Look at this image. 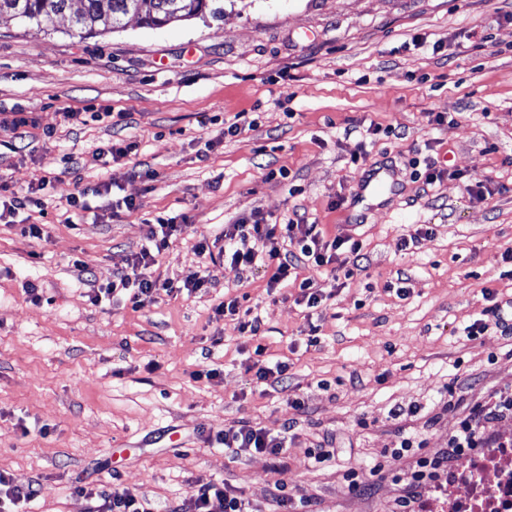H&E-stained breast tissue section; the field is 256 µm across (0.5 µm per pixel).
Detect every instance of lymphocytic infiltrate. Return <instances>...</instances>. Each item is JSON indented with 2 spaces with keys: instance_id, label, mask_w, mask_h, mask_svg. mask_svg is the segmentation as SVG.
Returning <instances> with one entry per match:
<instances>
[{
  "instance_id": "obj_1",
  "label": "lymphocytic infiltrate",
  "mask_w": 512,
  "mask_h": 512,
  "mask_svg": "<svg viewBox=\"0 0 512 512\" xmlns=\"http://www.w3.org/2000/svg\"><path fill=\"white\" fill-rule=\"evenodd\" d=\"M55 178L43 176L31 182L22 192L7 191L0 184V219L42 208L43 198L54 188ZM182 225L174 218H158L149 225L146 244L136 253L124 270L116 272L110 283L95 288L93 302L115 298L126 300L139 308L152 301L158 290L170 291L172 280L154 277L152 269L161 253L168 248L173 236L180 234ZM224 244L219 254L228 259L232 269L257 264L271 268L269 288L288 286L297 282V304L308 309L321 306L323 296L311 279H299L298 269L305 266L328 268L332 272L351 276L360 268L362 244L359 240L341 234L328 235L319 225L307 223L301 215H294L281 224H228L224 227ZM512 422V390L503 389L490 402L473 407L460 417L448 436L447 448L437 457H421L404 479L402 494L395 501V512H416L415 505L423 485L442 488L448 465L455 458L490 448L496 440L484 431L487 421ZM216 445L236 453H260L280 458L288 449L287 436H271L263 429L247 424L225 429L214 438ZM171 512H247L241 495L232 488L210 481L196 484L188 498L172 507Z\"/></svg>"
}]
</instances>
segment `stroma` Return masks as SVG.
Instances as JSON below:
<instances>
[{
    "label": "stroma",
    "instance_id": "stroma-1",
    "mask_svg": "<svg viewBox=\"0 0 512 512\" xmlns=\"http://www.w3.org/2000/svg\"><path fill=\"white\" fill-rule=\"evenodd\" d=\"M68 106L101 118L64 122ZM15 112L35 126L11 149L0 131V182L59 179L30 217L42 238L0 223V472L37 488L24 512H90L81 486L170 512L200 480L233 487L249 512H280L284 495L313 512H393L398 477L445 450L468 409L512 388V333L463 334L485 291L512 306V0H224L217 22L129 16L93 35L66 15L46 32L2 17L0 118ZM235 124L242 133L229 134ZM122 141L136 154L102 169L95 150ZM430 164L443 176L429 185ZM381 167L395 194L358 199ZM104 181L111 193L91 196ZM84 190L99 223L70 218L64 197ZM124 197L135 211L113 208ZM294 213L363 243L364 271L341 283L315 274L328 301L314 313L267 290L269 269L195 251L225 225ZM176 214L187 229L157 272L178 283L203 273L208 287L161 290L137 309L92 303L147 225ZM422 226L431 236L404 245ZM228 295L262 320L304 412L247 372L256 343L213 314ZM203 369L215 377L194 379ZM412 406L416 416L393 417ZM244 423L289 434L287 453L212 447ZM401 430L415 448L395 450ZM327 438L336 459L315 463L309 451ZM350 466L361 493L347 488Z\"/></svg>",
    "mask_w": 512,
    "mask_h": 512
}]
</instances>
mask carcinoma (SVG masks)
<instances>
[{"instance_id": "carcinoma-1", "label": "carcinoma", "mask_w": 512, "mask_h": 512, "mask_svg": "<svg viewBox=\"0 0 512 512\" xmlns=\"http://www.w3.org/2000/svg\"><path fill=\"white\" fill-rule=\"evenodd\" d=\"M70 0H0V16L10 15L46 29L69 8ZM210 14L224 16V0H81L74 14V25L80 33H96L98 27L114 30L123 18L131 15L150 27Z\"/></svg>"}]
</instances>
